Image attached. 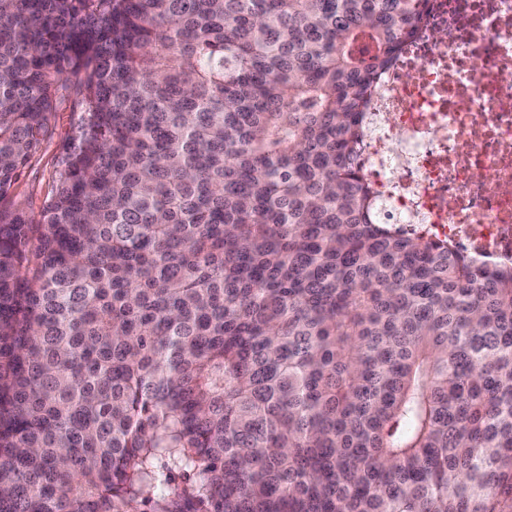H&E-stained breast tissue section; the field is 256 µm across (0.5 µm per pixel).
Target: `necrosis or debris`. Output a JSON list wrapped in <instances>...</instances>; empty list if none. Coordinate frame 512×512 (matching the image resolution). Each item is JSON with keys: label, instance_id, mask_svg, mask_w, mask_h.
<instances>
[{"label": "necrosis or debris", "instance_id": "4bbe7bcc", "mask_svg": "<svg viewBox=\"0 0 512 512\" xmlns=\"http://www.w3.org/2000/svg\"><path fill=\"white\" fill-rule=\"evenodd\" d=\"M429 6L380 78L363 171L392 223L512 265V0Z\"/></svg>", "mask_w": 512, "mask_h": 512}]
</instances>
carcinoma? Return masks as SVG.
Listing matches in <instances>:
<instances>
[{
    "label": "carcinoma",
    "instance_id": "cac0c4a2",
    "mask_svg": "<svg viewBox=\"0 0 512 512\" xmlns=\"http://www.w3.org/2000/svg\"><path fill=\"white\" fill-rule=\"evenodd\" d=\"M428 0H0V512H512V266L357 157ZM80 108L39 213L3 205Z\"/></svg>",
    "mask_w": 512,
    "mask_h": 512
}]
</instances>
